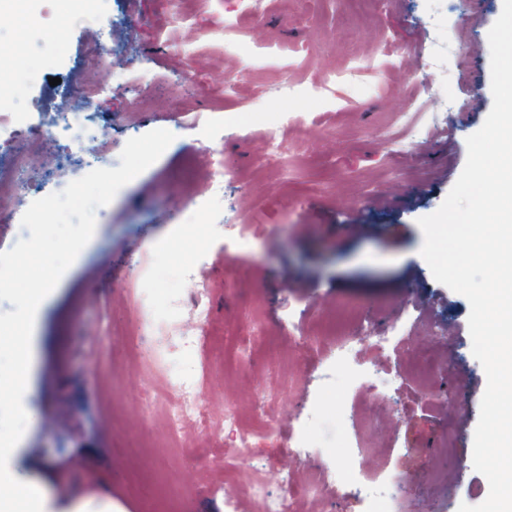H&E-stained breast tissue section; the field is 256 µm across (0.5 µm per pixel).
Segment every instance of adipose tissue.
<instances>
[{"label": "adipose tissue", "instance_id": "ef3b65f1", "mask_svg": "<svg viewBox=\"0 0 512 512\" xmlns=\"http://www.w3.org/2000/svg\"><path fill=\"white\" fill-rule=\"evenodd\" d=\"M22 438L21 433L0 437V512H53L51 495L37 480L20 479L11 459Z\"/></svg>", "mask_w": 512, "mask_h": 512}]
</instances>
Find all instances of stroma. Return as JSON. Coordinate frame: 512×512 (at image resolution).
<instances>
[{"label": "stroma", "mask_w": 512, "mask_h": 512, "mask_svg": "<svg viewBox=\"0 0 512 512\" xmlns=\"http://www.w3.org/2000/svg\"><path fill=\"white\" fill-rule=\"evenodd\" d=\"M430 0H20L0 12V42L21 43L26 66L0 87L19 125H53L61 98L80 105L108 85L99 131L78 155L118 159L128 139L166 129L161 157L95 214L94 234L36 312L35 367L23 397L31 424L11 461L45 482L58 512L83 497L114 512H255L226 464L265 463L267 490L318 472L324 502L363 512L362 488H336L340 470L401 472L389 486L400 512H457L489 492L472 451L486 388L472 354L467 299L437 282L422 258L419 218L434 213L460 176L466 139L493 104L488 32L502 0H443V30ZM112 27L101 32L100 22ZM100 42L108 66L84 62ZM362 68L336 82L353 58ZM413 141L395 150L393 138ZM223 198L191 224L183 214ZM196 254L192 275L184 259ZM209 308L200 324L197 303ZM145 314L154 333L137 334ZM401 323L403 339L376 350ZM368 325L353 361L389 379L387 408L358 435L337 417L342 389L314 386L311 369L332 345L328 325ZM199 338L207 370L196 397L215 425H185L186 446H168L145 422V394L190 362L181 339ZM151 348L165 367L136 357ZM246 351L247 368L226 349ZM448 365L421 384L416 358ZM447 395L425 399L424 389ZM253 419L250 448L224 424L226 406ZM307 428L311 460L290 441ZM456 448L440 454L446 433Z\"/></svg>", "instance_id": "stroma-1"}]
</instances>
